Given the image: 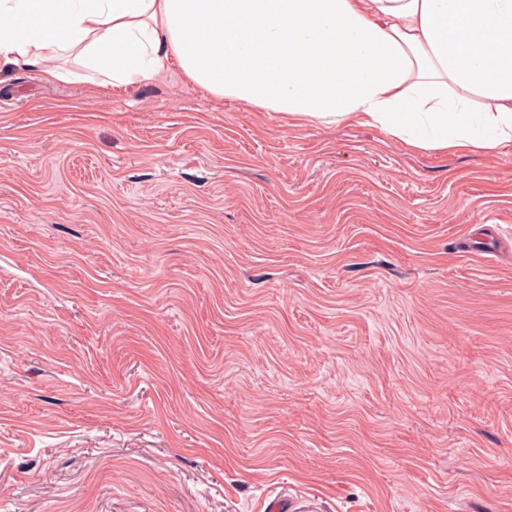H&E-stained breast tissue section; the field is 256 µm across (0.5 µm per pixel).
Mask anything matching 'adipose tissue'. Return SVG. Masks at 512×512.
I'll use <instances>...</instances> for the list:
<instances>
[{
	"label": "adipose tissue",
	"instance_id": "1",
	"mask_svg": "<svg viewBox=\"0 0 512 512\" xmlns=\"http://www.w3.org/2000/svg\"><path fill=\"white\" fill-rule=\"evenodd\" d=\"M212 96L425 151L512 147V0H0V68Z\"/></svg>",
	"mask_w": 512,
	"mask_h": 512
}]
</instances>
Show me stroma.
Listing matches in <instances>:
<instances>
[{
  "mask_svg": "<svg viewBox=\"0 0 512 512\" xmlns=\"http://www.w3.org/2000/svg\"><path fill=\"white\" fill-rule=\"evenodd\" d=\"M512 512V150L0 70V512Z\"/></svg>",
  "mask_w": 512,
  "mask_h": 512,
  "instance_id": "35a3bbf8",
  "label": "stroma"
}]
</instances>
